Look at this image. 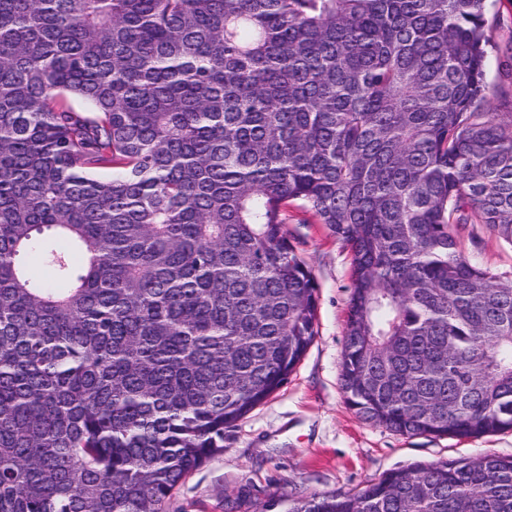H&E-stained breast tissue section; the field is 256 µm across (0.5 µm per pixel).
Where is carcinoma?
Returning <instances> with one entry per match:
<instances>
[{"label": "carcinoma", "mask_w": 512, "mask_h": 512, "mask_svg": "<svg viewBox=\"0 0 512 512\" xmlns=\"http://www.w3.org/2000/svg\"><path fill=\"white\" fill-rule=\"evenodd\" d=\"M491 2L0 0V512H164L223 450L317 334L292 204L351 252L349 409L512 429V277L455 233L512 247ZM288 512H512V456ZM457 235L466 255L474 262L498 272H512V248L503 244L484 224L459 226ZM476 236L478 244L472 242Z\"/></svg>", "instance_id": "obj_1"}]
</instances>
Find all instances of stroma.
<instances>
[{"mask_svg":"<svg viewBox=\"0 0 512 512\" xmlns=\"http://www.w3.org/2000/svg\"><path fill=\"white\" fill-rule=\"evenodd\" d=\"M489 19L496 49L488 81L496 85L512 58V0H497ZM285 229L317 284V335L287 384L225 431L223 452L186 478L165 512H288L296 500L352 494L417 462L512 455V430L464 439L406 436L355 415L341 389L351 254L312 214L289 212ZM457 235L474 263L512 272V247L486 225L458 227Z\"/></svg>","mask_w":512,"mask_h":512,"instance_id":"stroma-1","label":"stroma"}]
</instances>
